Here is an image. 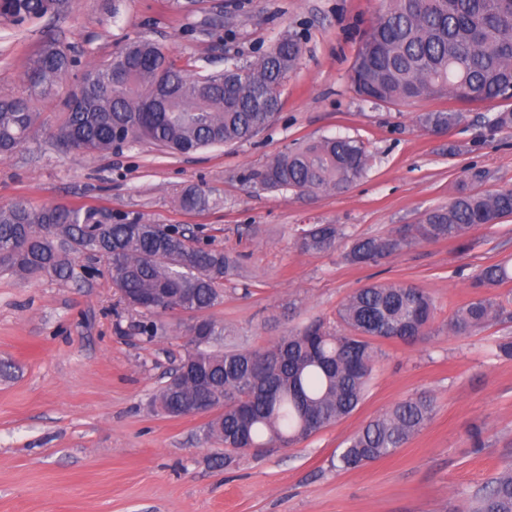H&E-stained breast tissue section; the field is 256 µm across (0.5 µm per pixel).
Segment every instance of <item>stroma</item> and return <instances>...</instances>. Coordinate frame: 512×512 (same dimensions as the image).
<instances>
[{
	"mask_svg": "<svg viewBox=\"0 0 512 512\" xmlns=\"http://www.w3.org/2000/svg\"><path fill=\"white\" fill-rule=\"evenodd\" d=\"M387 0H72L57 21L0 22V97L26 88L29 58L49 38L80 60L62 82L73 88L85 65L102 64L129 39L145 36L189 73L254 62L284 32L302 48L271 125L240 143L184 155L149 142L102 154L65 152L50 132L57 107L36 104L37 132L0 157V207L98 206L151 224H183L209 247L240 256L221 304L159 314L154 339L139 313L119 303L105 263L76 260L77 278L24 279L0 270V512H466L476 491L512 469V360L496 354L512 336V279L495 288L503 312L472 336L446 324L476 298L468 278L512 260V217L477 228L468 248L452 241L415 245L376 266L342 251L300 252L309 224H338L373 236L418 223L465 191L512 188V129L492 131L486 116L512 111V99L460 108V121L436 136L424 112L456 107L445 99L371 102L352 89L358 48ZM207 16L218 31L194 25ZM322 136L361 139L370 155L363 178L343 192L302 196L267 191L252 172ZM204 188L202 212L176 198ZM373 283L424 288L436 305L433 334L412 345L385 342L363 403L306 441L264 453H225L204 437V418H169L150 399L186 352L178 323L208 320L241 348L271 345L313 320L335 324L351 292ZM420 394L436 405L431 422L393 455L346 471L337 457L361 426ZM480 432L474 451L472 432Z\"/></svg>",
	"mask_w": 512,
	"mask_h": 512,
	"instance_id": "obj_1",
	"label": "stroma"
}]
</instances>
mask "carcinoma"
Segmentation results:
<instances>
[{
    "label": "carcinoma",
    "instance_id": "1",
    "mask_svg": "<svg viewBox=\"0 0 512 512\" xmlns=\"http://www.w3.org/2000/svg\"><path fill=\"white\" fill-rule=\"evenodd\" d=\"M70 0H0V21L23 23L61 16ZM301 47L283 35L261 60L228 61L224 69L190 75L148 38L128 43L108 63L86 69L80 93L63 101L51 133L65 150L109 152L116 130L128 144L148 140L188 154L248 141L267 128L280 109L279 88L296 65ZM78 64L53 40L31 59L27 94L0 99V157L35 131L36 101L56 100L62 77ZM351 82L366 101L408 102L448 98L482 104L512 98V0H389L356 55ZM459 112H428L418 122L430 129L460 121ZM369 155L355 137H323L272 159L252 180L270 191H344L361 179ZM186 212L203 211L208 194L197 186L177 198ZM512 216V189L465 192L386 235L356 237L345 259L376 265L413 245L453 241L469 245L480 225ZM139 216L112 217L102 207L34 206L18 201L0 208V269L23 278H72L81 254L103 259L120 300L140 312L142 333L155 337L152 317L166 298L185 310H209L223 300L224 278L237 258L196 245L189 229L156 224L130 233ZM346 238L338 224H310L296 246L304 253L333 251ZM512 279L505 264L481 268L471 287L482 295L449 321L455 336H471L497 320L490 289ZM158 299L154 306L144 298ZM435 304L420 287L367 285L336 310V328L312 321L263 349L222 348L224 328L203 320L184 326L190 349L178 371L151 399L154 410L179 417L205 390L214 414L206 435L224 448L294 445L351 415L361 404L377 358V344H414L429 335ZM434 402L406 399L373 418L347 441L339 468L355 470L394 454L431 419ZM470 512H512V474L501 473L475 495Z\"/></svg>",
    "mask_w": 512,
    "mask_h": 512
}]
</instances>
